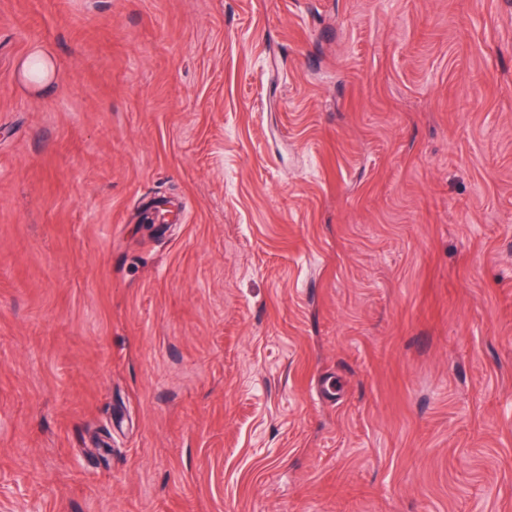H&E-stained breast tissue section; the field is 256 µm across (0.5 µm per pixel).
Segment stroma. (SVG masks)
<instances>
[{"label": "stroma", "mask_w": 512, "mask_h": 512, "mask_svg": "<svg viewBox=\"0 0 512 512\" xmlns=\"http://www.w3.org/2000/svg\"><path fill=\"white\" fill-rule=\"evenodd\" d=\"M0 512H512V0H0ZM55 70L53 59L42 49L36 48L22 61L20 75L25 84L32 89H39L51 84Z\"/></svg>", "instance_id": "1"}]
</instances>
